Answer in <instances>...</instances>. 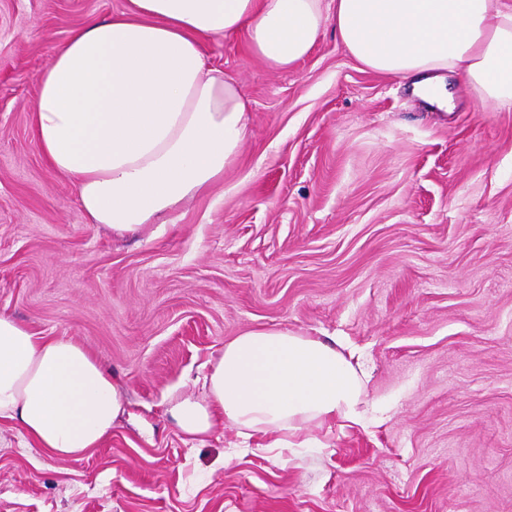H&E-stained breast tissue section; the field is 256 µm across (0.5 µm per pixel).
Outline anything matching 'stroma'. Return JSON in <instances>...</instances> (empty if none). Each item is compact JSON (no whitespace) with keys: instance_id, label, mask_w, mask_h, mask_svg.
<instances>
[{"instance_id":"1","label":"stroma","mask_w":512,"mask_h":512,"mask_svg":"<svg viewBox=\"0 0 512 512\" xmlns=\"http://www.w3.org/2000/svg\"><path fill=\"white\" fill-rule=\"evenodd\" d=\"M125 6L0 0V313L79 343L127 402L78 459L0 422V512H512V110L456 76L432 110L330 28L285 70L209 41L250 133L223 181L117 237L32 126L55 49ZM262 327L356 348L366 425L182 435L170 400Z\"/></svg>"}]
</instances>
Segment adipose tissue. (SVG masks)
<instances>
[{
    "label": "adipose tissue",
    "mask_w": 512,
    "mask_h": 512,
    "mask_svg": "<svg viewBox=\"0 0 512 512\" xmlns=\"http://www.w3.org/2000/svg\"><path fill=\"white\" fill-rule=\"evenodd\" d=\"M329 27L363 67L409 82L427 103L448 107L457 74L485 104L512 108V0H127L75 30L41 70L34 138L88 223L138 232L220 181L249 134L243 93L203 43L242 32L252 54L286 68ZM352 359L312 336L250 330L225 344L203 398L169 413L200 440L223 423L266 437L356 422L364 389ZM124 411L111 371L82 346L0 314V421L76 459Z\"/></svg>",
    "instance_id": "1"
}]
</instances>
